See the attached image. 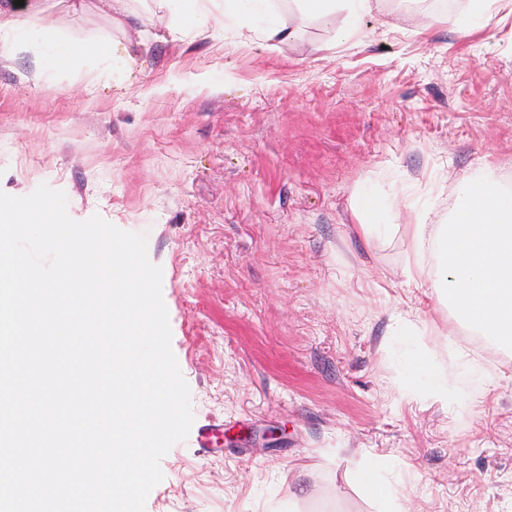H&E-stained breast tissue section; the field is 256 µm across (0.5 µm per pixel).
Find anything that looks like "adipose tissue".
Segmentation results:
<instances>
[{"mask_svg": "<svg viewBox=\"0 0 512 512\" xmlns=\"http://www.w3.org/2000/svg\"><path fill=\"white\" fill-rule=\"evenodd\" d=\"M214 0H159L168 10L171 21L168 33L177 38L189 35L207 16ZM296 9L285 14L279 11L274 0H223L225 18L233 22L238 32L249 33L285 45L294 39L301 23L311 16H331L344 11L339 30L342 39H350L359 30L365 16L373 9V0H294ZM31 9L40 15L39 23L26 25L16 16L14 0H0V50L13 57L30 58L33 76L50 78L60 70L89 65L91 87L100 83L128 82L132 74L133 57L123 41L101 37L76 40L70 33L57 29L43 18L38 0ZM402 365L409 384L427 383L433 394L448 390V378L437 371L419 351L415 338L400 339ZM355 483L383 507L382 512H403L393 480L384 464L370 457L361 462L353 472Z\"/></svg>", "mask_w": 512, "mask_h": 512, "instance_id": "1", "label": "adipose tissue"}]
</instances>
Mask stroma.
Wrapping results in <instances>:
<instances>
[{
	"instance_id": "35a3bbf8",
	"label": "stroma",
	"mask_w": 512,
	"mask_h": 512,
	"mask_svg": "<svg viewBox=\"0 0 512 512\" xmlns=\"http://www.w3.org/2000/svg\"><path fill=\"white\" fill-rule=\"evenodd\" d=\"M71 3L43 0L76 38L149 33L138 80L37 86L0 55V191L44 183L71 218L147 236L194 422L146 512H277L291 494L298 512H379L351 479L369 455L405 512H512V354L450 334L415 245L465 172L512 157V0L469 36L467 0H379L349 42L312 17L281 49L213 16L168 39L158 0H131L127 32ZM364 188L388 204L371 231ZM406 319L447 401L406 382Z\"/></svg>"
}]
</instances>
